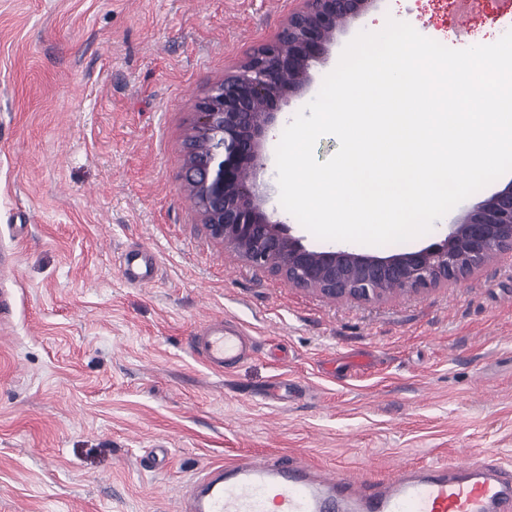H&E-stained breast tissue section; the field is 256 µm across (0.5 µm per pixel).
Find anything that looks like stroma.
Returning <instances> with one entry per match:
<instances>
[{
	"instance_id": "35a3bbf8",
	"label": "stroma",
	"mask_w": 512,
	"mask_h": 512,
	"mask_svg": "<svg viewBox=\"0 0 512 512\" xmlns=\"http://www.w3.org/2000/svg\"><path fill=\"white\" fill-rule=\"evenodd\" d=\"M390 5L378 0L337 32L277 129L379 18L454 49L512 18V0H484L481 24L462 36L442 0ZM296 6L0 0V290L15 300L0 320V512H177L205 467L249 455L293 454L364 479L470 454L512 468V252L419 295L333 301L212 239L181 187L200 100ZM277 143L256 174L268 213L308 248H331L282 208ZM451 216L413 240L355 249L428 246ZM132 244L156 256L149 286L119 272ZM215 316L257 342L223 373L189 347Z\"/></svg>"
}]
</instances>
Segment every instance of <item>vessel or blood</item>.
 Instances as JSON below:
<instances>
[{"mask_svg":"<svg viewBox=\"0 0 512 512\" xmlns=\"http://www.w3.org/2000/svg\"><path fill=\"white\" fill-rule=\"evenodd\" d=\"M151 251L120 256L130 283L154 280ZM192 351L215 371L250 358L255 341L214 318L190 339ZM180 512H512V472L488 456L445 466H403L376 485L341 470L321 472L300 458L243 457L207 466L186 486Z\"/></svg>","mask_w":512,"mask_h":512,"instance_id":"1","label":"vessel or blood"}]
</instances>
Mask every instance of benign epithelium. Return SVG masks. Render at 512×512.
Segmentation results:
<instances>
[{
  "label": "benign epithelium",
  "mask_w": 512,
  "mask_h": 512,
  "mask_svg": "<svg viewBox=\"0 0 512 512\" xmlns=\"http://www.w3.org/2000/svg\"><path fill=\"white\" fill-rule=\"evenodd\" d=\"M376 2L302 0L274 41L258 46L235 73L211 87L185 143L184 171L197 170L185 187L197 198L209 235L289 286L337 301L418 294L463 279L512 251V181L456 217L440 242L388 256L310 249L266 212L251 176L264 166L266 134L280 104L306 92L311 69L326 59L336 32Z\"/></svg>",
  "instance_id": "benign-epithelium-1"
}]
</instances>
